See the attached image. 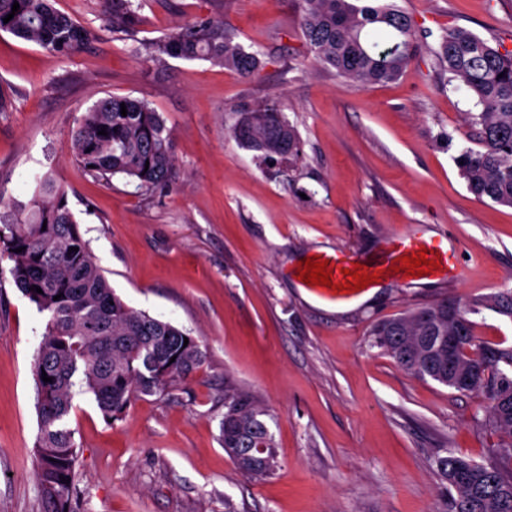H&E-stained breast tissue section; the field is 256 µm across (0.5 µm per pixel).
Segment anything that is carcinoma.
<instances>
[{
	"instance_id": "cac0c4a2",
	"label": "carcinoma",
	"mask_w": 512,
	"mask_h": 512,
	"mask_svg": "<svg viewBox=\"0 0 512 512\" xmlns=\"http://www.w3.org/2000/svg\"><path fill=\"white\" fill-rule=\"evenodd\" d=\"M20 9L12 12L14 3ZM300 30L313 61L336 70L355 87L394 82L422 49L411 18L386 0H295ZM14 14L9 22L3 18ZM112 31L129 33L140 23L130 0H117ZM0 31L60 56L87 42L89 30L58 11L52 0H0ZM157 59H205L244 78L262 67L210 20L192 23L148 47ZM436 59L471 101L466 113L477 129L476 147L456 157L468 190L478 199L512 207V51L493 47L472 32L450 27L440 35ZM127 115H121V106ZM106 130L107 135L99 134ZM244 148L266 158L297 159L301 142L294 127L273 107L241 113L232 129ZM77 164L95 178L120 175L141 189L166 187L172 176L175 146L164 120L143 99L112 96L82 116L72 138ZM23 251L16 252V249ZM74 251H69V248ZM0 253L13 263L19 291L46 316L45 332L33 364L40 430L36 477L48 512H73L78 453L68 427L75 391L92 394L104 419H116L142 396L165 397L192 380L207 364V348L190 333L135 310L113 291L83 239L67 194L53 173L38 178L28 202L0 211ZM37 286L41 292L30 290ZM60 299H55V296ZM450 301L407 310L377 322L371 345L402 369L448 385V348L436 337H460L458 357L482 390L457 392L487 398L489 425L507 442L493 457L512 460V347L482 341L467 314L491 310L512 319V291L487 294L448 316ZM52 381L42 380V373ZM267 410L247 388L224 389L220 425L224 451L254 479L278 468ZM267 445L259 455V444ZM437 465L451 496V512H512V477L495 462L479 464L448 453ZM67 482H62V479Z\"/></svg>"
}]
</instances>
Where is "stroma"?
Returning <instances> with one entry per match:
<instances>
[{"label": "stroma", "mask_w": 512, "mask_h": 512, "mask_svg": "<svg viewBox=\"0 0 512 512\" xmlns=\"http://www.w3.org/2000/svg\"><path fill=\"white\" fill-rule=\"evenodd\" d=\"M141 17L112 31L107 0H56L91 32L62 57L0 32V199L29 198L53 172L80 232L130 307L190 332L209 360L171 396L135 400L108 422L76 392L69 427L76 512H449L445 452L488 463L503 442L482 398L420 379L370 347L381 319L443 298L512 289V207L478 201L456 158L471 105L435 53L462 27L512 50V0H396L423 50L396 82L350 86L314 64L291 0H131ZM211 19L265 65L243 78L205 60L155 59L149 44ZM147 100L175 142L167 187L96 179L72 134L100 99ZM276 104L298 133L295 165L231 135L240 110ZM447 239L453 281L384 279L372 300L315 305L295 276L312 253L389 260L391 236ZM0 258V512H45L36 480L34 355L45 318ZM270 414L274 476L236 468L219 441L224 387Z\"/></svg>", "instance_id": "35a3bbf8"}]
</instances>
